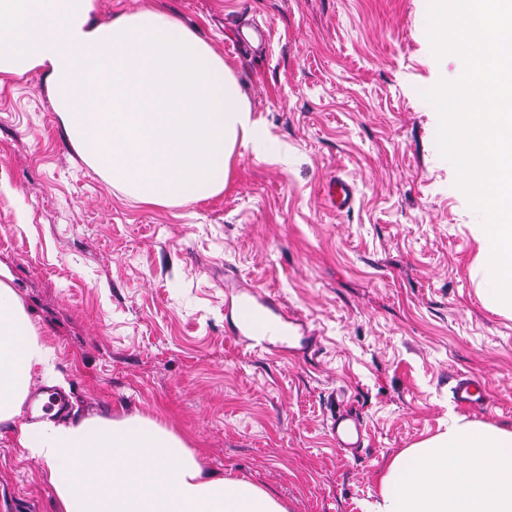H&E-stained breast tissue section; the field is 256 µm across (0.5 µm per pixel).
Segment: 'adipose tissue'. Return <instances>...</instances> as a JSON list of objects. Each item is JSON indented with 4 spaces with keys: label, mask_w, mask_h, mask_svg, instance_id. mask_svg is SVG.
I'll return each mask as SVG.
<instances>
[{
    "label": "adipose tissue",
    "mask_w": 512,
    "mask_h": 512,
    "mask_svg": "<svg viewBox=\"0 0 512 512\" xmlns=\"http://www.w3.org/2000/svg\"><path fill=\"white\" fill-rule=\"evenodd\" d=\"M94 0H0V74L44 73L67 139L134 201L223 192L237 147L274 155L238 80L175 15L146 5L100 23ZM59 382L50 347L0 279V424L45 465L57 512H288L257 484L204 470L150 418L27 421L33 377ZM363 512H512V430L452 413L390 462Z\"/></svg>",
    "instance_id": "obj_1"
}]
</instances>
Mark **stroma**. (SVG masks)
Returning a JSON list of instances; mask_svg holds the SVG:
<instances>
[{
    "label": "stroma",
    "instance_id": "stroma-1",
    "mask_svg": "<svg viewBox=\"0 0 512 512\" xmlns=\"http://www.w3.org/2000/svg\"><path fill=\"white\" fill-rule=\"evenodd\" d=\"M149 1L223 58L283 156L238 148L222 193L138 205L66 138L42 71L0 78V269L54 351L67 421L154 419L288 512H362L449 413L512 429V316L479 293L482 217L420 94L462 73L429 47L427 0H95V17ZM263 22L265 46L236 43ZM337 177L354 188L345 212L323 201ZM228 269L306 322L318 356L227 336ZM458 375L483 380L491 405H457ZM343 409L368 429L356 458L328 432ZM56 506L0 424V512Z\"/></svg>",
    "mask_w": 512,
    "mask_h": 512
}]
</instances>
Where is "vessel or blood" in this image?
I'll return each instance as SVG.
<instances>
[{
	"instance_id": "1",
	"label": "vessel or blood",
	"mask_w": 512,
	"mask_h": 512,
	"mask_svg": "<svg viewBox=\"0 0 512 512\" xmlns=\"http://www.w3.org/2000/svg\"><path fill=\"white\" fill-rule=\"evenodd\" d=\"M327 203L336 209L350 208L354 190L343 179L330 181L325 189ZM226 324L228 333L242 345L255 351H317V339L306 330L302 320L288 313L277 298L259 286L246 284L233 276L224 278ZM453 395L462 405L484 407L490 401L487 388L473 377L457 378ZM329 432L341 451L359 455L367 428L357 414L343 411L333 418Z\"/></svg>"
}]
</instances>
